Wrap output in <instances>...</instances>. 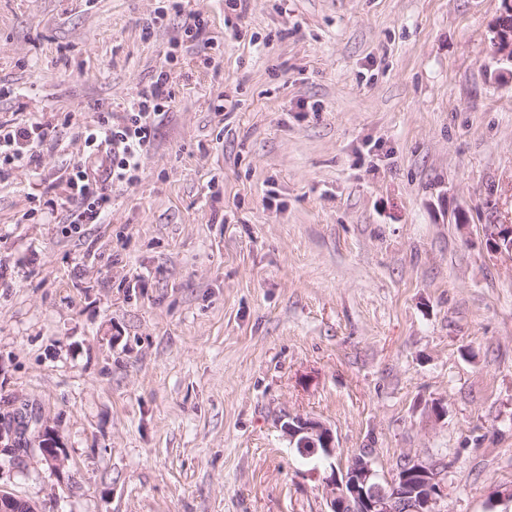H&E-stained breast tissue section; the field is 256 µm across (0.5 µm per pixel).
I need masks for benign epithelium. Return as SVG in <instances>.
Listing matches in <instances>:
<instances>
[{"label":"benign epithelium","mask_w":512,"mask_h":512,"mask_svg":"<svg viewBox=\"0 0 512 512\" xmlns=\"http://www.w3.org/2000/svg\"><path fill=\"white\" fill-rule=\"evenodd\" d=\"M492 54L498 64H512V26L496 24L491 39ZM489 247L495 252L512 253V224H498L489 234ZM291 444L304 454L321 453L329 459L336 454L332 430L323 422L303 416H290L283 424ZM38 449L53 466L62 463L63 448L51 429L40 435ZM445 463L405 457L385 481L379 480L373 453L365 450L349 462L342 476L331 470L325 478L330 512H441L438 505L448 495L444 483ZM0 512H37L35 506L0 492Z\"/></svg>","instance_id":"1"}]
</instances>
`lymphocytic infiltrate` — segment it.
Masks as SVG:
<instances>
[{
	"instance_id": "lymphocytic-infiltrate-1",
	"label": "lymphocytic infiltrate",
	"mask_w": 512,
	"mask_h": 512,
	"mask_svg": "<svg viewBox=\"0 0 512 512\" xmlns=\"http://www.w3.org/2000/svg\"><path fill=\"white\" fill-rule=\"evenodd\" d=\"M172 97L166 72L119 112L100 113L85 130L87 155L72 168L68 184L82 224H96L111 202L110 187L132 184L138 178L140 161L153 144ZM51 133L46 124L5 128L0 125V168L32 164L34 148ZM108 169V181L99 178L100 169Z\"/></svg>"
}]
</instances>
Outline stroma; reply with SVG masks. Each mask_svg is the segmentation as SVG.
Here are the masks:
<instances>
[{
  "instance_id": "1",
  "label": "stroma",
  "mask_w": 512,
  "mask_h": 512,
  "mask_svg": "<svg viewBox=\"0 0 512 512\" xmlns=\"http://www.w3.org/2000/svg\"><path fill=\"white\" fill-rule=\"evenodd\" d=\"M0 0V491L38 512H328L286 416L445 459L442 512H512V75L501 0ZM166 68L134 184L75 224L82 124ZM234 105L216 111L218 96ZM60 437L50 468L41 426ZM492 33L491 45L495 62L499 65L512 64V26L497 23ZM48 124L36 123L28 127L4 128L0 124V169L7 166L32 164L34 148L52 132Z\"/></svg>"
}]
</instances>
